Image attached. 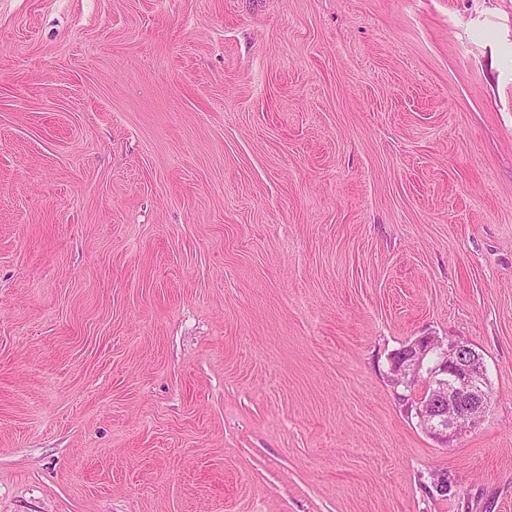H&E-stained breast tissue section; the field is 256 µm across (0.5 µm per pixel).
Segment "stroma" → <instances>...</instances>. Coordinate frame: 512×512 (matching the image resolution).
I'll use <instances>...</instances> for the list:
<instances>
[{
	"label": "stroma",
	"instance_id": "35a3bbf8",
	"mask_svg": "<svg viewBox=\"0 0 512 512\" xmlns=\"http://www.w3.org/2000/svg\"><path fill=\"white\" fill-rule=\"evenodd\" d=\"M0 512H512V0H0ZM403 350L391 361V371L395 384L407 388L419 376L428 356L438 355L426 370L428 389L415 409L426 430L447 446L463 431L459 417L473 413L480 420L491 402L483 357L467 341H452L442 349L432 336H421Z\"/></svg>",
	"mask_w": 512,
	"mask_h": 512
}]
</instances>
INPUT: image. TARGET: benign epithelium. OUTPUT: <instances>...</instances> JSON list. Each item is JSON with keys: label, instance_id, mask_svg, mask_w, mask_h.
I'll return each mask as SVG.
<instances>
[{"label": "benign epithelium", "instance_id": "benign-epithelium-1", "mask_svg": "<svg viewBox=\"0 0 512 512\" xmlns=\"http://www.w3.org/2000/svg\"><path fill=\"white\" fill-rule=\"evenodd\" d=\"M438 353L427 368L428 389L416 405L426 430L446 445L462 433L459 417L482 416L491 402L483 357L468 342L456 340L442 347L432 336H421L403 347L391 361L393 381L410 387L429 355Z\"/></svg>", "mask_w": 512, "mask_h": 512}]
</instances>
